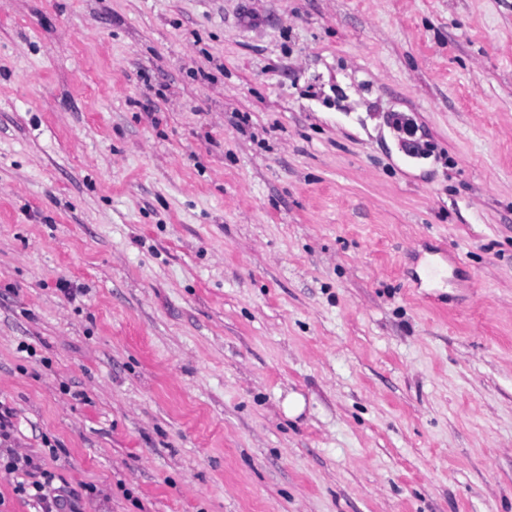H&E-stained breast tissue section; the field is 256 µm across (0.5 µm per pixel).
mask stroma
<instances>
[{
    "mask_svg": "<svg viewBox=\"0 0 512 512\" xmlns=\"http://www.w3.org/2000/svg\"><path fill=\"white\" fill-rule=\"evenodd\" d=\"M0 403L80 512H512V0H0Z\"/></svg>",
    "mask_w": 512,
    "mask_h": 512,
    "instance_id": "35a3bbf8",
    "label": "stroma"
}]
</instances>
